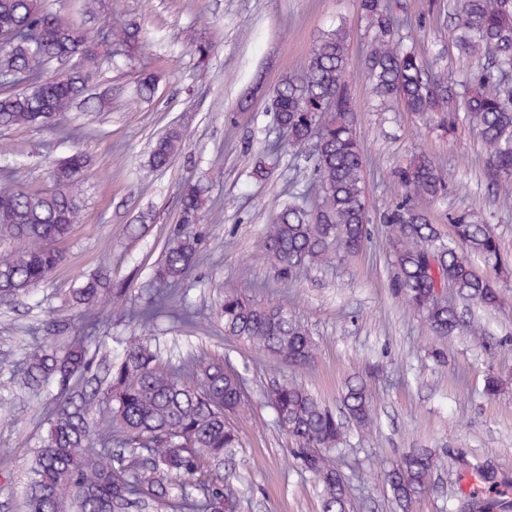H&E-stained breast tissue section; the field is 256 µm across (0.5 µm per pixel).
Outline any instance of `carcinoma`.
Here are the masks:
<instances>
[{
	"instance_id": "obj_1",
	"label": "carcinoma",
	"mask_w": 512,
	"mask_h": 512,
	"mask_svg": "<svg viewBox=\"0 0 512 512\" xmlns=\"http://www.w3.org/2000/svg\"><path fill=\"white\" fill-rule=\"evenodd\" d=\"M373 37L364 58L373 96L382 109L397 103L448 134L455 133L461 101L485 147L484 176L496 198L512 196V84L502 73L512 68V0H448L453 33L462 51L484 61L476 82L454 84L432 71L399 34L402 20L384 0H361ZM14 42L0 44V128L62 129L72 108L99 112L105 100L89 94L101 61L119 52L134 62L145 45L143 28L114 23L100 54L85 52V30L47 10L42 0H0V31ZM74 60L62 77L48 78V65ZM349 32L342 24L315 41L304 67L281 77L272 95V112L288 130L294 157L313 161L314 181L299 183V195L321 191L311 208L288 203L268 225L263 244L266 264L280 281L294 280L312 267L334 265L338 247L361 252L368 240L366 159L357 134L356 110L348 91ZM152 73L140 75L136 95L156 91ZM177 126L159 137L150 152L153 167H168L182 153ZM280 163L265 149L254 155L252 176L266 178ZM88 159L77 151L56 163V189L30 191L11 173L0 178V237L24 247L0 254V305L38 288L64 261L56 244L84 222L81 183ZM404 188L401 198L379 215L387 230L394 276L390 288L405 306L425 318L440 337L459 330L457 308L437 300L448 286L468 300L497 308L501 288L478 262L505 268L499 238L466 212L450 219L445 238L430 220L428 207L446 193L435 161L418 152L393 172ZM207 198L198 181L179 191V223L169 226L165 256L155 268L157 288L124 311L127 322L151 326L163 313L191 322L201 315L175 305L173 292L198 259V238ZM111 290L109 270L100 268L72 290L71 311L49 318L44 342L20 362L0 361L19 386L38 392L54 384L57 397L37 450L23 512H56L66 498L70 512H240L241 501L222 467L242 447L234 419L253 412L244 376L221 356L193 355L165 362L142 336H132L117 362L96 360L102 322L90 305ZM224 332L253 343L294 369L314 360L317 345L303 325L276 303L258 305L227 292L222 308ZM64 345L56 346V338ZM268 401L277 426L295 444L291 452L323 487V512H349L356 472L343 468L337 449L339 419L301 385L271 381ZM374 405L370 384L347 385L343 406L348 418L364 426ZM446 454L413 448L387 472V484L402 512L429 489ZM477 486L466 496L472 512H512V472L488 461L461 458L459 479Z\"/></svg>"
}]
</instances>
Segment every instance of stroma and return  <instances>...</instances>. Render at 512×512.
Instances as JSON below:
<instances>
[{
	"label": "stroma",
	"mask_w": 512,
	"mask_h": 512,
	"mask_svg": "<svg viewBox=\"0 0 512 512\" xmlns=\"http://www.w3.org/2000/svg\"><path fill=\"white\" fill-rule=\"evenodd\" d=\"M45 3L91 31L107 21L139 23L148 43L135 64L103 60L92 92L108 103L89 115L72 112L68 132L0 128V173L12 172L25 188L54 190L52 168L70 149L90 160L81 187L86 220L62 243L66 260L46 281L0 306V357L21 361L40 339L44 321L68 311L76 279L103 263L114 290L124 295L122 303L97 306L108 327L106 349L119 356L131 334L124 306L144 300L167 229L177 220L179 185L198 180L209 186L211 204L199 226V260L178 295L202 315L192 323L158 318L150 334L164 355H221L248 378L254 412L238 423L243 446L231 466L241 512H322L321 484L301 469L273 422L266 389L280 376L304 386L340 416L348 382L378 366L371 381L372 423L345 424L344 460L360 468L350 512H400L384 474L411 448L447 454L444 469L412 512H450L464 487L459 457L489 459L512 470V382L496 394L483 392L490 374L512 379V280L502 290L500 306L488 312L447 289L449 302L478 321L483 333L435 336L424 318L393 294L388 237L377 221L403 193L391 171L417 149L438 161L447 181V194L430 212L442 234L450 232L449 214L468 211L491 226L512 258V200L489 196L485 149L474 125L459 120L449 136L404 110H377L362 66L372 33L360 0H112L111 13L92 22L84 14L85 0ZM399 3L411 41L435 70L456 81L476 72V61L460 56L448 36L443 0ZM341 23L351 34L347 82L369 163L370 239L363 252L341 254L334 266L280 282L262 260L265 231L296 179L309 174L296 172L286 152L268 178L250 175L257 147L276 138L268 90L282 75L300 71L313 42ZM214 29L222 38L209 59L199 62L192 40ZM144 70L158 77L149 101L136 95ZM244 97L250 107L242 111L238 101ZM174 125L182 129L186 148L167 169H154L151 145ZM228 291L287 308L318 344L311 366L289 368L225 335L221 308ZM1 397L11 407L0 414V512H21L33 451L53 398L21 389L6 371H0Z\"/></svg>",
	"instance_id": "1"
}]
</instances>
